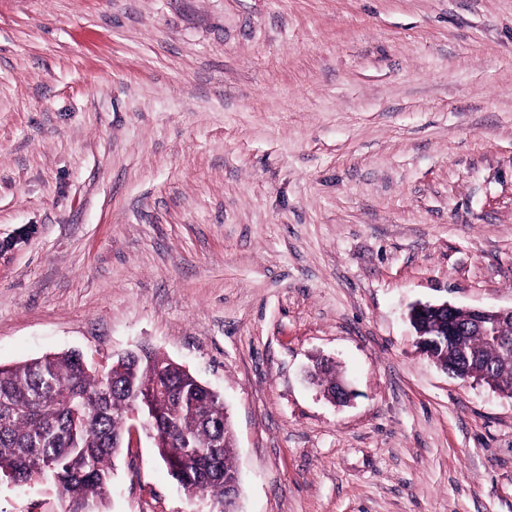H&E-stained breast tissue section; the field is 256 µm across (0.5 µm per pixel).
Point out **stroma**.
Here are the masks:
<instances>
[{"label": "stroma", "mask_w": 512, "mask_h": 512, "mask_svg": "<svg viewBox=\"0 0 512 512\" xmlns=\"http://www.w3.org/2000/svg\"><path fill=\"white\" fill-rule=\"evenodd\" d=\"M443 300L512 307V0H0V364H183L238 512H512V398L415 346ZM211 509L114 458L108 512ZM457 310V306L445 301L440 304H431V303H416L410 306L407 318L410 320L413 326L417 325V323H420L429 317L432 316V314L435 313H447L448 311H454Z\"/></svg>", "instance_id": "35a3bbf8"}]
</instances>
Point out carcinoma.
<instances>
[{"label":"carcinoma","mask_w":512,"mask_h":512,"mask_svg":"<svg viewBox=\"0 0 512 512\" xmlns=\"http://www.w3.org/2000/svg\"><path fill=\"white\" fill-rule=\"evenodd\" d=\"M468 330L457 341L437 325L418 328L437 338L439 364L461 380L493 381L512 392V323ZM166 390L155 402L158 457L198 481L224 510V480L237 479L232 426L224 425V400L202 388L182 366L150 350L99 373L73 350L0 365V475L23 483L52 482L67 502L64 512H103L110 494L112 460L124 447L126 414L147 383Z\"/></svg>","instance_id":"carcinoma-1"}]
</instances>
